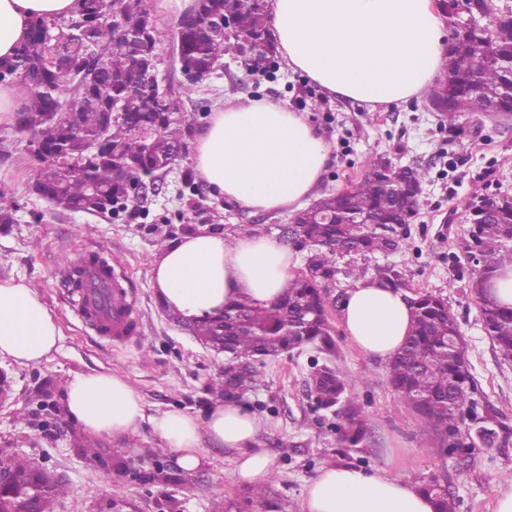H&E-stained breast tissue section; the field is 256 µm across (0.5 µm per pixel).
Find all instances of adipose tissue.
Here are the masks:
<instances>
[{
    "instance_id": "adipose-tissue-1",
    "label": "adipose tissue",
    "mask_w": 512,
    "mask_h": 512,
    "mask_svg": "<svg viewBox=\"0 0 512 512\" xmlns=\"http://www.w3.org/2000/svg\"><path fill=\"white\" fill-rule=\"evenodd\" d=\"M77 0H0V61L11 59L37 18L72 14ZM276 48L289 70L330 96L369 106L418 96L446 67L445 21L438 0H269ZM331 149L303 113L271 102L216 103L193 145L194 166L216 197L252 212L294 210L315 196ZM296 260L273 237L208 229L182 237L151 263L164 306L194 323L223 312L245 295L261 304L288 289ZM341 321L364 354L389 360L411 324L406 293L362 278L346 293ZM61 330L52 312L22 279L0 282V357L42 363ZM68 415L86 430L120 440L148 425L180 453L188 471L206 460L203 441L239 451V478L265 482L272 456L257 442L262 422L239 402L217 401L206 418L182 410L149 414L123 377L76 373L64 387ZM303 512H436L433 500L402 474L331 463L309 484Z\"/></svg>"
}]
</instances>
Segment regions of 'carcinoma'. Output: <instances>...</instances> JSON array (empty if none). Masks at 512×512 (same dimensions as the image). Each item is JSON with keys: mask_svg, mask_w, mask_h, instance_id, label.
I'll use <instances>...</instances> for the list:
<instances>
[{"mask_svg": "<svg viewBox=\"0 0 512 512\" xmlns=\"http://www.w3.org/2000/svg\"><path fill=\"white\" fill-rule=\"evenodd\" d=\"M258 44L274 49L270 12L256 0H197L195 21L178 23L174 33L160 29L148 11L127 9L112 16V0H79L68 17L32 21L29 35L13 59L0 63V73L18 86L23 106L13 131L26 138L38 169L35 193L66 210L89 214L110 211L122 202L121 173L136 168L149 177L163 173L184 149L190 133L184 99L195 85L160 95L157 78L149 74L148 52L172 39L180 68L209 77L220 59L246 58L245 45L233 38L214 37L205 24H218L224 11ZM512 58V19L499 23L491 38L471 37L449 48L451 81L448 93L464 112H487L493 106L512 109V98L501 88L512 82L503 60ZM124 118L110 122L113 107ZM159 123L162 130L149 140L136 129ZM62 151L66 163L48 159ZM426 172L396 167L383 158H369L362 179L350 188L331 193L311 209L295 214V224L283 235L306 253L304 270L294 275L277 301L261 305L241 296L224 312L194 324L204 345L223 348L224 380L213 388V399L232 400L262 384L252 362L275 359L281 353L308 347L317 353L307 379L321 409L341 415L336 424L338 448L344 454L360 447L368 423L356 403L351 379L331 365L339 350L325 309L321 288L341 276L352 282L365 269L337 266L348 250L371 257L388 255L401 246L398 228L415 217ZM476 236L487 252L484 264L469 284L481 306L485 330L501 358L512 361V307L497 303L492 279L512 265V211H502L477 226ZM411 329L397 355L386 364L392 387L424 426L441 435L458 428L462 402L471 378L464 361V338L442 296L415 291L409 298ZM487 444L497 437V417L487 411L478 418ZM18 477L31 476L34 467L20 456L3 459ZM183 471L163 467L143 472L150 482L182 479ZM437 512H455V502L437 480L420 481ZM63 485L43 480L39 512H54Z\"/></svg>", "mask_w": 512, "mask_h": 512, "instance_id": "carcinoma-1", "label": "carcinoma"}]
</instances>
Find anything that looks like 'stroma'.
Masks as SVG:
<instances>
[{
	"instance_id": "stroma-1",
	"label": "stroma",
	"mask_w": 512,
	"mask_h": 512,
	"mask_svg": "<svg viewBox=\"0 0 512 512\" xmlns=\"http://www.w3.org/2000/svg\"><path fill=\"white\" fill-rule=\"evenodd\" d=\"M220 100H267L306 113L331 147L319 195L358 181L373 155L426 169L418 212L401 249L372 259L346 255L338 264L363 266L370 277L376 267L389 266L414 290L447 299L466 341L473 382L469 400L478 411L497 412L503 426L499 439L482 445L476 423L467 416L459 425L461 445L453 448L415 420L391 386L384 364L360 353L341 331L338 304L350 282L340 278L329 284L326 296L340 349L335 366L354 382L369 423L361 448L337 453L333 417L316 409L308 395L312 354L295 350L267 361L260 369L262 385L241 399L262 420L259 445L275 459L267 492L257 493L237 479L236 450L211 444L207 464L180 484H148L114 472L117 455L133 453L165 465L179 453L161 445L145 425L123 441L87 432L65 411L67 377L116 373L138 391L148 413L178 408L205 418L212 388L223 379L224 356L204 346L192 326L163 308L150 282L151 261L170 242L202 227L226 232L242 224H265L276 238L291 215L253 214L212 195L201 178L186 182L194 170L188 153L156 178L155 192L143 203L112 214L56 208L32 190L37 170L27 142L0 124V207L14 216L13 223L0 224V281L24 277L61 329L57 350L41 364L22 366L0 357L11 382L10 402L0 409V457L24 455L63 484L65 493L54 512H101L105 496L115 490L137 512H163L172 498L181 512H211L216 500L236 503L243 512H302L309 483L330 462L402 471L414 480L435 478L456 500L458 512H493L500 482L512 479V362L500 357L470 295L476 266L470 258L466 206L476 198L512 194V114L459 112L451 118L426 111L422 97L372 110L326 95L279 58L258 75L226 60L184 103L192 130L207 122ZM98 246L119 259L137 301L140 333L117 346L93 335L75 316L65 282L69 258ZM87 446L97 449V457L84 455Z\"/></svg>"
}]
</instances>
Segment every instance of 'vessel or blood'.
<instances>
[{"label":"vessel or blood","mask_w":512,"mask_h":512,"mask_svg":"<svg viewBox=\"0 0 512 512\" xmlns=\"http://www.w3.org/2000/svg\"><path fill=\"white\" fill-rule=\"evenodd\" d=\"M66 274L73 286L72 310L87 329L115 344L138 334L135 297L110 254L103 250L82 254L68 263Z\"/></svg>","instance_id":"1"}]
</instances>
